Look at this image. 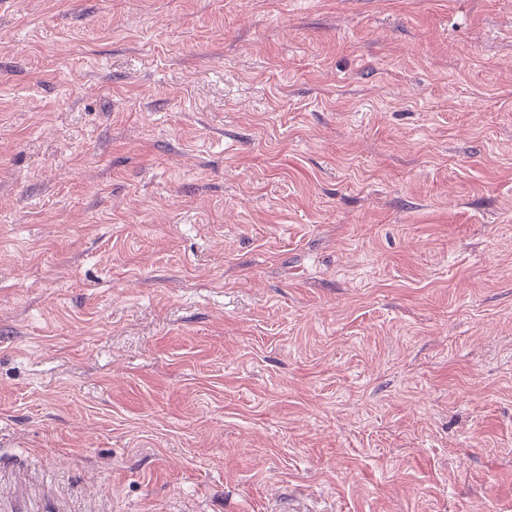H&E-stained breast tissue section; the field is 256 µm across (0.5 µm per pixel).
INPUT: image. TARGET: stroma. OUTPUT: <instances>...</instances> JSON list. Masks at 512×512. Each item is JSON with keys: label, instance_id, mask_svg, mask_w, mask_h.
<instances>
[{"label": "stroma", "instance_id": "1", "mask_svg": "<svg viewBox=\"0 0 512 512\" xmlns=\"http://www.w3.org/2000/svg\"><path fill=\"white\" fill-rule=\"evenodd\" d=\"M512 512V0H0V512Z\"/></svg>", "mask_w": 512, "mask_h": 512}]
</instances>
